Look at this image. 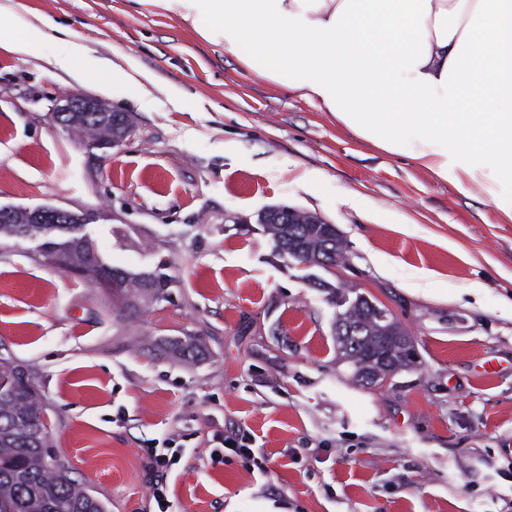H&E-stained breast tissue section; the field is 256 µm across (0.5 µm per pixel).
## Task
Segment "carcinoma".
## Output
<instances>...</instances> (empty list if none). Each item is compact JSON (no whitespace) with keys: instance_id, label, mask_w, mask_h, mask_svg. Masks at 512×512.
Masks as SVG:
<instances>
[{"instance_id":"obj_1","label":"carcinoma","mask_w":512,"mask_h":512,"mask_svg":"<svg viewBox=\"0 0 512 512\" xmlns=\"http://www.w3.org/2000/svg\"><path fill=\"white\" fill-rule=\"evenodd\" d=\"M67 132L75 134L89 146L97 141H121L132 128L129 115L112 126L98 124L95 118L82 113L69 117ZM279 208L266 211L267 224L264 229L274 243L290 242L294 237L305 246L310 259L323 257L336 265V257L347 253L345 240L339 246H330L327 254L324 232L327 222L321 217L303 210H295L293 224H284L278 217ZM21 241H48L62 245L60 252L67 265L65 270L79 277H86L93 285L105 271H110L117 280L115 291L128 300L127 306L135 302L155 304L170 294L175 279L164 272V267L132 273L103 261L93 255L91 246L82 243L76 235H58L49 224H2L0 239ZM347 308L340 320L361 327L359 336L336 337L337 348L342 357L349 360L359 381L393 371L392 365H379L373 359L384 326L368 320V301L355 297L346 301ZM0 379L7 387L0 390V512H106L105 505L81 483L70 477L69 466L47 450L40 413L47 406L39 394L31 371L23 364L0 358Z\"/></svg>"}]
</instances>
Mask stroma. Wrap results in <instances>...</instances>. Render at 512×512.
<instances>
[{
    "instance_id": "obj_1",
    "label": "stroma",
    "mask_w": 512,
    "mask_h": 512,
    "mask_svg": "<svg viewBox=\"0 0 512 512\" xmlns=\"http://www.w3.org/2000/svg\"><path fill=\"white\" fill-rule=\"evenodd\" d=\"M15 15L67 26L101 79L129 53L157 83L105 98L133 129L91 149L51 116L89 92L47 75L64 44L0 50V203L92 214L105 262L175 278L134 314L34 243L0 241V357L32 371L72 477L108 512H152L162 477L167 512H512V222L144 0H0V21ZM275 206L336 225L348 264L276 255L259 222ZM344 284L416 343L382 386L337 352L327 288ZM187 335L202 355L163 349ZM151 448L175 451L166 475Z\"/></svg>"
}]
</instances>
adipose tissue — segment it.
Returning <instances> with one entry per match:
<instances>
[{
	"mask_svg": "<svg viewBox=\"0 0 512 512\" xmlns=\"http://www.w3.org/2000/svg\"><path fill=\"white\" fill-rule=\"evenodd\" d=\"M223 41L242 71L332 113L512 222V0H145ZM49 18L0 24V49L44 58ZM155 78L121 54L102 95Z\"/></svg>",
	"mask_w": 512,
	"mask_h": 512,
	"instance_id": "1",
	"label": "adipose tissue"
}]
</instances>
